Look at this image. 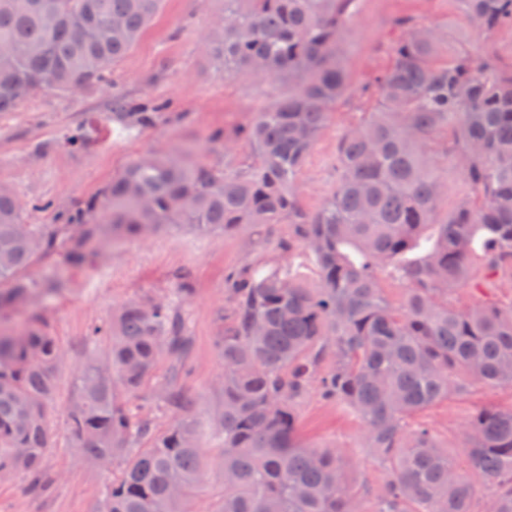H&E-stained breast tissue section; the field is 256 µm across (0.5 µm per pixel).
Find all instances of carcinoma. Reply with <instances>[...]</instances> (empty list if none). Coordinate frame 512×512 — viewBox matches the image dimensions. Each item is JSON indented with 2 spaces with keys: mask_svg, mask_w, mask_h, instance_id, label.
Wrapping results in <instances>:
<instances>
[{
  "mask_svg": "<svg viewBox=\"0 0 512 512\" xmlns=\"http://www.w3.org/2000/svg\"><path fill=\"white\" fill-rule=\"evenodd\" d=\"M491 35L512 28V0H458ZM162 0H0V115L45 91L108 79ZM357 0H224L207 40L224 77L282 80L288 93L256 114L238 138L236 169L194 161L183 149L146 153L59 224H30L0 184V312L66 290L60 274L30 270L62 255L81 267L110 241L170 225L200 234L242 224L288 223L278 244L299 243L318 284L288 263L228 274L232 308L218 347L224 375L207 416L220 443L221 490L210 512H363L349 463L305 443L296 403L318 378L323 396L353 410L365 447L387 464L375 512H473L474 479L493 487L488 512H512V407L482 410L464 428L459 464L410 419L469 381L512 386V68L463 51L448 59V34L400 18L393 62L377 81L374 110L341 136L336 186L313 211L299 178L337 99L349 89L342 43ZM166 103L112 98L120 132L154 125ZM471 191L448 204V166ZM404 287L393 304L381 268ZM189 274L158 299H130L93 328L79 384L65 413L69 443L112 472L101 512H193L205 487L192 413L179 384L190 346L181 306ZM468 287L485 299L448 301ZM167 376L154 381L159 360ZM62 355L34 315L0 329V478L42 488L53 436L47 407ZM174 415L165 428L135 402Z\"/></svg>",
  "mask_w": 512,
  "mask_h": 512,
  "instance_id": "cac0c4a2",
  "label": "carcinoma"
}]
</instances>
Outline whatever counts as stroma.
I'll return each instance as SVG.
<instances>
[{
  "label": "stroma",
  "mask_w": 512,
  "mask_h": 512,
  "mask_svg": "<svg viewBox=\"0 0 512 512\" xmlns=\"http://www.w3.org/2000/svg\"><path fill=\"white\" fill-rule=\"evenodd\" d=\"M224 0H163L128 54L112 68L110 82L69 92L39 93L19 111L0 116V183L10 186L28 204L32 224H53L58 214L100 192L130 162L147 152H166L196 143L212 131L235 132L253 122L257 111L283 90L280 83L258 84L246 77L224 78L204 52L203 40ZM419 25L447 28L448 48L468 50L512 66V30L475 38L468 18L454 0H361L343 44L351 77L347 93L337 101L300 177V200L316 209L336 185V148L341 133L374 105L365 86L373 84L393 60L398 37L396 18ZM129 100L168 102L165 116L152 127L119 133L109 113L113 96ZM86 136L81 146L66 137ZM41 210H34V203ZM288 227L268 224L240 226L230 234L200 235L172 225L145 239L108 244L104 258L67 272L68 290L35 301L63 354L56 373L57 392L48 414L55 445L44 456L50 481L44 494H33L25 476L0 481V512H100L106 472L70 447L64 426L90 328L108 318L115 306L136 298L170 294L175 276H191L192 293L184 307L191 344L180 383L197 400L199 429H206L205 410L217 398L215 382L224 369L216 341L230 308L225 276L228 271L281 261L277 249ZM512 405V386L471 384L464 397L440 402L412 418L457 454L462 431L480 409ZM303 439L351 460L348 475L364 512H372L382 492L386 464L365 448L362 424L354 412L325 399L310 384L297 403Z\"/></svg>",
  "instance_id": "stroma-1"
}]
</instances>
